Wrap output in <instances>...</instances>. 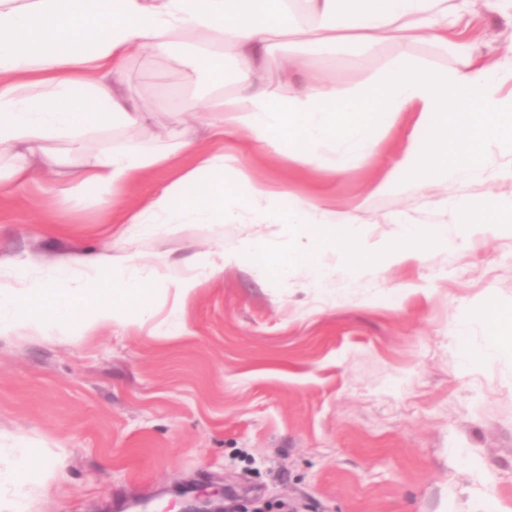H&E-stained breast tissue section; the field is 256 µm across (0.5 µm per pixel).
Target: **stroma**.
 I'll return each mask as SVG.
<instances>
[{
	"instance_id": "stroma-1",
	"label": "stroma",
	"mask_w": 512,
	"mask_h": 512,
	"mask_svg": "<svg viewBox=\"0 0 512 512\" xmlns=\"http://www.w3.org/2000/svg\"><path fill=\"white\" fill-rule=\"evenodd\" d=\"M466 35L512 70V11L469 0ZM190 47L130 60L123 88L166 118L179 97L206 103ZM385 53L316 58L338 84L366 82ZM429 125L401 112L353 168L288 160L239 130L201 147L236 158L281 191L282 211L319 200L371 244H397L408 224L443 226L449 248L349 277L341 253L271 279L258 264H226L188 297L159 294L154 316L98 325L81 336L30 330L0 339V467L18 449L54 451L57 477L32 512H183L178 489L221 488L263 512H512V348L478 319L512 308V233L471 225L462 205L512 201V150L483 156L465 180L386 188ZM160 177L116 196L72 184L29 183L0 195V268L17 281L61 260L132 256L177 278L209 268L223 245L286 242L284 224H187L139 234L127 218ZM332 272L318 279L316 268ZM480 352L463 360L461 345Z\"/></svg>"
}]
</instances>
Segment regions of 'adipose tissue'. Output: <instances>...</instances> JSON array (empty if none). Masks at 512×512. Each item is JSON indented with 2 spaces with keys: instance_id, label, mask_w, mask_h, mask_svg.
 I'll return each mask as SVG.
<instances>
[{
  "instance_id": "adipose-tissue-1",
  "label": "adipose tissue",
  "mask_w": 512,
  "mask_h": 512,
  "mask_svg": "<svg viewBox=\"0 0 512 512\" xmlns=\"http://www.w3.org/2000/svg\"><path fill=\"white\" fill-rule=\"evenodd\" d=\"M292 0H0V153L14 157L0 168V194L30 181L36 168L68 172L81 184L115 194L145 173H166L182 155L195 159L129 218L143 231L177 233L186 224H278L288 221L296 238L345 253L352 268L420 257L447 246L441 228L409 224L400 248L364 245L345 220L320 201H304L282 214L277 196L235 167L229 156L200 151L180 139L145 147L127 139L90 147L79 159L52 152L51 141L102 130L129 131L145 117L122 93L126 63L145 51L169 52L183 42L195 49L194 71L224 83L217 49L237 63V86L203 107L180 102V122L195 112L212 135L225 126L250 131L257 146L293 147V157L312 163L322 147L344 143L338 169L353 167L378 129L398 112L415 111L432 137L411 167L397 170L387 187L425 184L473 172L485 152L512 145V97L497 94L494 66L469 43L453 39L462 17L457 0H302L315 20L303 29ZM434 43L461 60L453 70L423 65L409 49ZM391 47L380 72L365 84L344 88L329 81L311 58L316 49ZM304 84L291 90L295 71ZM84 87L88 96L77 95ZM56 476L44 456L23 453L0 469V512H30L31 483Z\"/></svg>"
}]
</instances>
